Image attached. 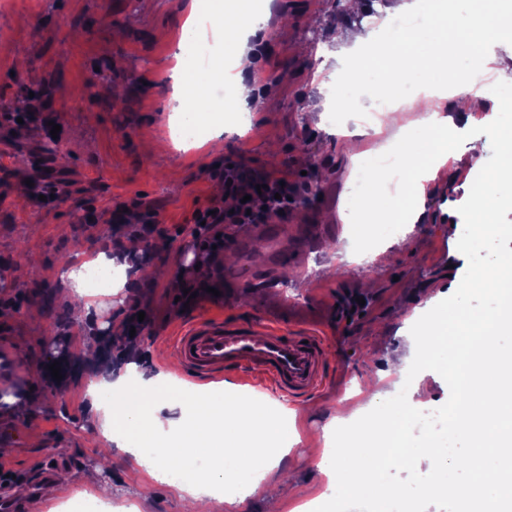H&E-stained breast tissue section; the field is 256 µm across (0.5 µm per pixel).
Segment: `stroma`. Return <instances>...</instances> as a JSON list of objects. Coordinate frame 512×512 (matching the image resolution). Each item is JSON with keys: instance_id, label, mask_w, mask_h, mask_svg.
I'll use <instances>...</instances> for the list:
<instances>
[{"instance_id": "obj_1", "label": "stroma", "mask_w": 512, "mask_h": 512, "mask_svg": "<svg viewBox=\"0 0 512 512\" xmlns=\"http://www.w3.org/2000/svg\"><path fill=\"white\" fill-rule=\"evenodd\" d=\"M191 0H0V380L10 382L20 407L0 404V467L36 476L46 464L66 473L50 503H66L109 483L112 512L124 502L149 503L150 512H181L173 483L153 478L125 451L94 441L86 405L97 370L82 354L95 343L102 363H117L131 347L112 342V322L145 315L138 336L139 368L163 374L184 391L197 385L178 369L167 341L178 325L199 317L229 323L306 326L328 338V386L302 402L253 391V399L292 413L283 464L291 484L277 497L257 494L235 512H297L318 496L325 476L311 463L328 447L330 421L376 392H406L413 407L430 410L449 398L435 371L414 380L390 371L408 354L414 310L429 311L459 285L467 258L457 242L459 213L478 172L491 156L490 140L450 152L453 181H430L419 224L369 225L373 245L361 249L346 207L356 167L344 129L357 115H331L313 80L316 67L333 71L336 0H273L267 27L252 44L254 91L262 105L242 127H225L224 148L213 152L181 136L187 112L171 116L180 92L172 77L177 45L192 48L185 24ZM125 101L112 105L114 96ZM60 125L47 137V122ZM260 174L288 173L297 200L278 222L277 237L248 224L225 238L224 249L193 241L196 258L180 254L190 240L196 208L224 195V165ZM53 190L56 201L45 200ZM111 225L109 236L97 227ZM144 248L152 272L137 302L113 300L76 326L69 313L66 264L119 251L130 239ZM210 268L197 280L196 264ZM231 305L208 295L215 276ZM185 287H177V277ZM193 291L181 302L183 291ZM361 302L349 319L338 307L347 295ZM66 353L61 379L46 367L50 351Z\"/></svg>"}]
</instances>
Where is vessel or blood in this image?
<instances>
[{"label": "vessel or blood", "mask_w": 512, "mask_h": 512, "mask_svg": "<svg viewBox=\"0 0 512 512\" xmlns=\"http://www.w3.org/2000/svg\"><path fill=\"white\" fill-rule=\"evenodd\" d=\"M169 344L182 375L200 383L230 379L295 401L327 383L328 339L308 327L285 332L197 318L179 326ZM21 502L15 480L0 472V503L19 512Z\"/></svg>", "instance_id": "vessel-or-blood-1"}]
</instances>
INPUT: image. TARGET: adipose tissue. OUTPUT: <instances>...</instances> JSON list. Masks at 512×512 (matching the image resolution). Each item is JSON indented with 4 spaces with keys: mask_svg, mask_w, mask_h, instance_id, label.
Masks as SVG:
<instances>
[{
    "mask_svg": "<svg viewBox=\"0 0 512 512\" xmlns=\"http://www.w3.org/2000/svg\"><path fill=\"white\" fill-rule=\"evenodd\" d=\"M417 2L419 20L392 25V18L405 16L410 9L405 0H396L389 8L390 20L381 21L372 33L348 34L334 72L319 67L313 73L338 110H351L354 91L363 87L373 99L398 102L416 113L414 138L400 131L386 142L387 148L401 153L407 176L402 193L389 195L385 182L374 175L379 154L362 150L363 129L348 132L345 142L356 167L371 173L362 193L348 199L349 210L372 216L390 211L402 224L422 222L427 183L447 163L449 141L470 122L473 112L512 103L502 83L489 77L492 60L512 59V12L501 10L499 0H462L463 16L452 21L430 12L428 0ZM211 8L210 0H194L191 6L192 15L211 14L205 31L209 58L215 63L211 77L226 87L232 111H254L259 102L247 41L264 30L269 14L255 10L251 0H236L230 12L219 16L212 15ZM228 50L234 64L226 70L220 63ZM460 51L466 54L462 92L448 85L446 74L449 55ZM437 100L448 102V112L435 110ZM495 133L501 144L499 166L472 188L470 205L476 213L511 196L505 178L512 175V123H497ZM111 384L112 370L103 368L90 408L102 436L115 444L133 441L153 448L144 463L151 476L180 467L182 478L176 488L187 512H209L213 488L228 479L239 485L240 498L261 490L266 475L286 454L287 414L271 413L246 396L228 389L190 394L151 385L127 396L115 410L103 405L102 392ZM172 405L181 414L167 426L160 414Z\"/></svg>",
    "mask_w": 512,
    "mask_h": 512,
    "instance_id": "obj_1",
    "label": "adipose tissue"
}]
</instances>
